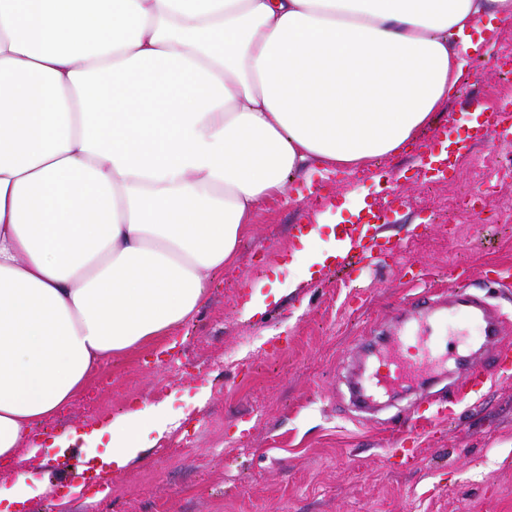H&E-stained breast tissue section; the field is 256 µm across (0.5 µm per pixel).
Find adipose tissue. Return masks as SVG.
Wrapping results in <instances>:
<instances>
[{
  "instance_id": "ef3b65f1",
  "label": "adipose tissue",
  "mask_w": 512,
  "mask_h": 512,
  "mask_svg": "<svg viewBox=\"0 0 512 512\" xmlns=\"http://www.w3.org/2000/svg\"><path fill=\"white\" fill-rule=\"evenodd\" d=\"M511 26L512 0H0V507L50 486L34 426L192 319L288 174L404 153ZM173 416L52 445L116 474Z\"/></svg>"
}]
</instances>
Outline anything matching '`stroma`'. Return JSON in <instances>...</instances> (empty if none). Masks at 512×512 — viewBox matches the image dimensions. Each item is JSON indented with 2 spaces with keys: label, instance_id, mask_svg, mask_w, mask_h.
I'll list each match as a JSON object with an SVG mask.
<instances>
[{
  "label": "stroma",
  "instance_id": "1",
  "mask_svg": "<svg viewBox=\"0 0 512 512\" xmlns=\"http://www.w3.org/2000/svg\"><path fill=\"white\" fill-rule=\"evenodd\" d=\"M505 51L512 28L470 61L418 142L439 144L446 127L452 138H468L476 106L512 99V82L487 64ZM416 157L412 150L326 180L287 175L289 202L276 195L256 213L198 314L174 330L177 346L160 340L114 357L48 428L87 427L135 400L200 392L203 402L109 477L104 504H88L94 489L70 497L55 485L27 512H512V376L468 394L428 426L418 419L447 398L440 383L421 381L376 413L349 403L364 343L397 331L415 286L441 299L449 265L512 270V222L453 213L447 194L485 188L512 166V143L473 142L436 186ZM364 206L386 212L387 234L407 237L419 282L401 266L379 268L358 298L335 265L309 280L291 264L298 225H320L326 248L332 225L357 223ZM275 266L291 291L245 318V282Z\"/></svg>",
  "mask_w": 512,
  "mask_h": 512
}]
</instances>
